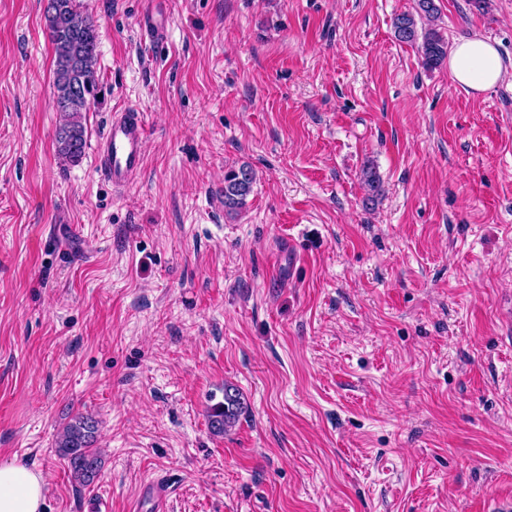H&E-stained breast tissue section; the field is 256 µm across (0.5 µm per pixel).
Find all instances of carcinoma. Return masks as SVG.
Wrapping results in <instances>:
<instances>
[{
	"label": "carcinoma",
	"instance_id": "obj_1",
	"mask_svg": "<svg viewBox=\"0 0 512 512\" xmlns=\"http://www.w3.org/2000/svg\"><path fill=\"white\" fill-rule=\"evenodd\" d=\"M436 14L435 0H417L415 12L398 14L392 21L395 38L418 46L423 65L428 69L448 59V42L438 30L430 27ZM44 19L55 51L54 106L60 113L57 153L63 161L77 163L87 144L83 113L90 110L101 93L96 25L86 14L82 0H48ZM362 177L368 191L366 202L373 203L382 192L380 177L370 166L363 170ZM254 181V171L248 165L224 173L220 198L225 213L236 214L246 206ZM244 411L245 401L239 390L224 385V400L210 406L207 413L211 432L224 434L237 424ZM97 433L95 417L79 413L63 428L55 442L56 455L65 461L71 477L82 487L92 485L102 469L101 453L95 448Z\"/></svg>",
	"mask_w": 512,
	"mask_h": 512
}]
</instances>
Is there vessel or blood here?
<instances>
[{"label": "vessel or blood", "instance_id": "obj_1", "mask_svg": "<svg viewBox=\"0 0 512 512\" xmlns=\"http://www.w3.org/2000/svg\"><path fill=\"white\" fill-rule=\"evenodd\" d=\"M160 0H151L140 20L145 39L156 42L165 35L166 21L159 7ZM146 149V129L141 112L129 108L113 113L99 148L100 173L113 189H125L131 174L142 164ZM167 490L156 480L146 482L134 502L133 512L151 506L153 512H166Z\"/></svg>", "mask_w": 512, "mask_h": 512}]
</instances>
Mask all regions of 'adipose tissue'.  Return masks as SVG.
Listing matches in <instances>:
<instances>
[{
  "label": "adipose tissue",
  "mask_w": 512,
  "mask_h": 512,
  "mask_svg": "<svg viewBox=\"0 0 512 512\" xmlns=\"http://www.w3.org/2000/svg\"><path fill=\"white\" fill-rule=\"evenodd\" d=\"M453 80L467 92L480 96L507 76L496 48L487 39L471 35L456 41L449 56ZM44 482L31 468L15 462L0 464V512H41Z\"/></svg>",
  "instance_id": "1"
}]
</instances>
